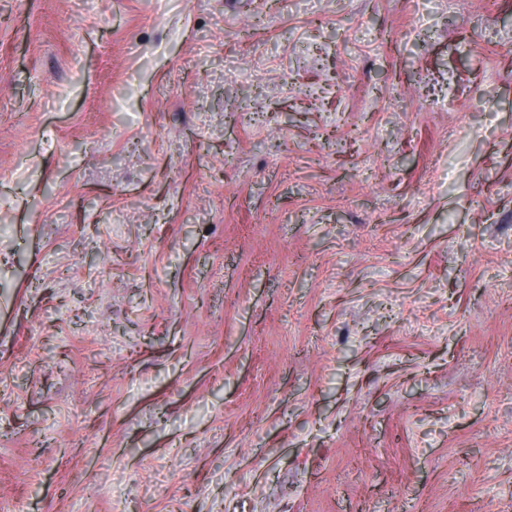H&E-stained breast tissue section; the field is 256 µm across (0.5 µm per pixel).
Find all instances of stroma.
Here are the masks:
<instances>
[{"mask_svg": "<svg viewBox=\"0 0 512 512\" xmlns=\"http://www.w3.org/2000/svg\"><path fill=\"white\" fill-rule=\"evenodd\" d=\"M512 512V0H0V504Z\"/></svg>", "mask_w": 512, "mask_h": 512, "instance_id": "35a3bbf8", "label": "stroma"}]
</instances>
